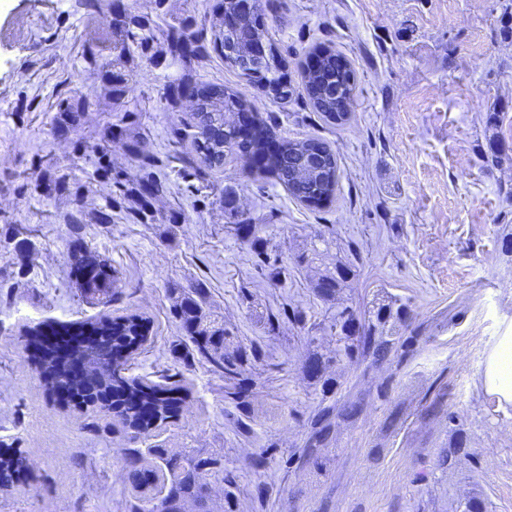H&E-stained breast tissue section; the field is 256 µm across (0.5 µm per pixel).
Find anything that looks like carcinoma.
I'll list each match as a JSON object with an SVG mask.
<instances>
[{
  "label": "carcinoma",
  "instance_id": "obj_1",
  "mask_svg": "<svg viewBox=\"0 0 512 512\" xmlns=\"http://www.w3.org/2000/svg\"><path fill=\"white\" fill-rule=\"evenodd\" d=\"M166 0H155L156 16L123 12L119 27L115 28L118 39L112 41V55L105 56L91 47L83 48L86 64L104 73L106 84L103 92L91 100L79 93L61 97L52 106L55 112L53 128L68 129L76 125L82 115L93 107L105 111L113 101L125 93L123 83L134 76L142 59L157 62L167 56L180 61L185 72L181 87L165 97L168 109L177 111L182 107L187 93L196 96L193 109L192 127L195 151L202 163L208 167L224 162V148L232 146L244 155L259 148L257 144L247 145L238 136L237 116L249 104L236 92L222 86L199 83L194 78L195 65L217 53L224 58L227 66L240 71V75L256 85L262 92L274 99L286 98L281 83L283 59L268 38L265 24L259 21L261 13L256 12L249 19L239 18L235 0H220L223 20L219 28L206 37L196 30L197 19L193 15L181 18L177 24L168 27L163 42L157 46L145 44L142 33L152 32L159 24V11ZM77 11L108 15L106 0H75ZM313 54L321 57L319 69L305 74L307 101L311 108L330 122H345L356 96L357 80L351 68L336 69V52L328 47H319ZM112 140V126L100 132V144L94 153L93 165L97 176L112 185L111 193L105 198L103 209L86 211L82 186L72 181L63 170L43 165V159L34 161L37 176L25 183L23 188L33 194L54 195L66 200L70 206L65 218L67 223L106 224V212L120 209L139 224H153L157 221L153 200L164 195L167 185L158 176V169L164 161L146 151L141 141L132 138L127 148L139 163L141 176L138 182L129 183L121 171L107 160L105 143ZM281 165L274 169L276 178L301 204L308 208L320 209L332 201L338 186L336 154L328 144L318 138L294 141L280 138ZM78 254L73 267L80 277L99 280L95 294L109 291L114 282L112 266L103 259L81 247H74ZM347 279V271L340 268L336 273L322 278V294L330 297L336 294ZM173 314L193 342V349L187 352V362L198 361L226 382H232L241 375L235 358L224 353V329L207 322L202 306V289L194 294H182L175 298ZM356 321L352 308L346 307L336 314V324L343 336L339 352L348 360L373 357L379 362L388 353L398 348L400 340L387 339L376 335V325L370 324L362 334H351ZM72 341V354L84 358L97 357L100 363L99 376L92 387L86 389L81 405L92 409H112L123 426L135 434L145 433L159 427L175 417L182 402L183 387L176 375H169L161 382L145 381L125 376L128 359L148 340L149 323L137 313L117 317H102L95 321H82L63 327ZM66 364L58 355L45 354L37 358V367L49 390H71L81 382L65 375L62 366ZM330 410L325 409L310 423L308 450L312 451L328 435L326 421ZM128 480L131 487L129 512H184L188 502L196 505L198 512H212L202 487L207 478L224 481L222 458L197 448L185 449L172 454L166 448L128 449ZM25 458L18 452L0 451V486L8 487L19 481L25 471Z\"/></svg>",
  "mask_w": 512,
  "mask_h": 512
}]
</instances>
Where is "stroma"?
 Returning <instances> with one entry per match:
<instances>
[{
  "mask_svg": "<svg viewBox=\"0 0 512 512\" xmlns=\"http://www.w3.org/2000/svg\"><path fill=\"white\" fill-rule=\"evenodd\" d=\"M505 0H261L285 60L289 94L272 100L211 55L198 80L238 91L276 134L318 138L336 153L331 203L310 209L272 174L236 154L200 166L191 110L167 111L183 65L142 64L133 90L109 112L84 113L54 131L50 107L64 72L77 92L100 82L82 56L108 21H88L72 0H0V448L20 450V482L0 487V512H127L126 451L200 448L223 457L214 512H512V404L487 393L489 352L512 324V29ZM335 49L357 78L349 118L336 125L308 106L300 65L313 46ZM146 147L168 158L156 209L175 223L72 226L64 201L22 191L33 158L50 157L83 186L87 208L110 192L84 156L111 125L113 164L140 176L126 149V114ZM81 244L107 259L111 303L72 273ZM276 257L272 276L260 253ZM351 274L334 298L322 275ZM204 291L227 352L243 356L247 411L202 364L171 308ZM387 316L406 345L383 362L337 360L336 313ZM137 312L148 341L126 374H181L175 419L130 438L113 413L93 414L45 390L28 329ZM320 360L319 376L307 365ZM330 409L327 439L307 451L309 425Z\"/></svg>",
  "mask_w": 512,
  "mask_h": 512,
  "instance_id": "1",
  "label": "stroma"
}]
</instances>
